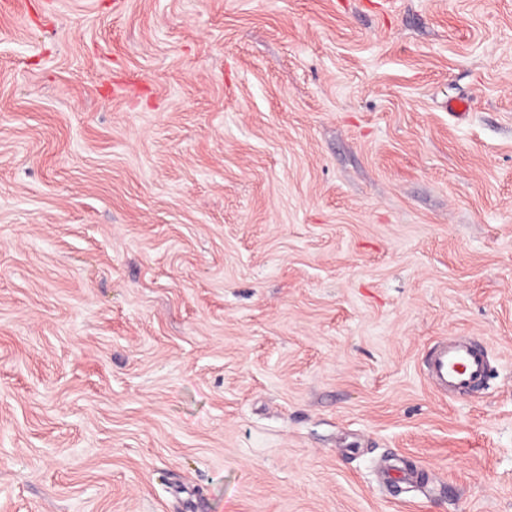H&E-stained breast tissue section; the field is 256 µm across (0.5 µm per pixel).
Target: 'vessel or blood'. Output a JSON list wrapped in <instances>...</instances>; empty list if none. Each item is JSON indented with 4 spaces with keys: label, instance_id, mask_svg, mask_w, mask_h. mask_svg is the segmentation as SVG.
Listing matches in <instances>:
<instances>
[{
    "label": "vessel or blood",
    "instance_id": "obj_1",
    "mask_svg": "<svg viewBox=\"0 0 512 512\" xmlns=\"http://www.w3.org/2000/svg\"><path fill=\"white\" fill-rule=\"evenodd\" d=\"M425 371L448 394L464 397L484 387L491 371L488 351L472 337H451L429 352Z\"/></svg>",
    "mask_w": 512,
    "mask_h": 512
}]
</instances>
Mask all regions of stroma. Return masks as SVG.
<instances>
[{"instance_id":"stroma-1","label":"stroma","mask_w":512,"mask_h":512,"mask_svg":"<svg viewBox=\"0 0 512 512\" xmlns=\"http://www.w3.org/2000/svg\"><path fill=\"white\" fill-rule=\"evenodd\" d=\"M375 2L0 5V512H512V0ZM424 367L440 390L464 397L487 384L491 361L488 351L475 338L451 337L431 349Z\"/></svg>"}]
</instances>
